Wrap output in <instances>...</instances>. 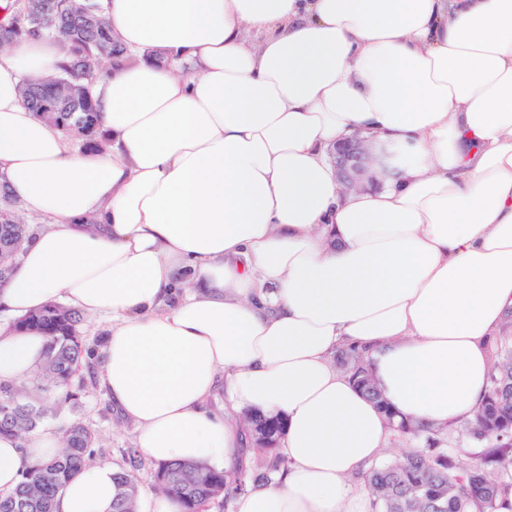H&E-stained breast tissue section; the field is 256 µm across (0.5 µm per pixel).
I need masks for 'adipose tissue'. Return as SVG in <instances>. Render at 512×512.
<instances>
[{"mask_svg":"<svg viewBox=\"0 0 512 512\" xmlns=\"http://www.w3.org/2000/svg\"><path fill=\"white\" fill-rule=\"evenodd\" d=\"M102 6L132 56L98 80L103 151L21 99L57 41L0 51V175L46 221L0 312L111 316L101 385L154 461L232 465L237 421L203 408L216 385L282 416L288 468L234 512H372L353 478L389 430L332 354L358 349L394 411L439 429L480 403L512 323V0ZM354 135L367 176L347 189L328 151ZM45 348L0 324V379ZM57 449L0 438V491ZM113 474L83 471L57 512H112Z\"/></svg>","mask_w":512,"mask_h":512,"instance_id":"adipose-tissue-1","label":"adipose tissue"}]
</instances>
